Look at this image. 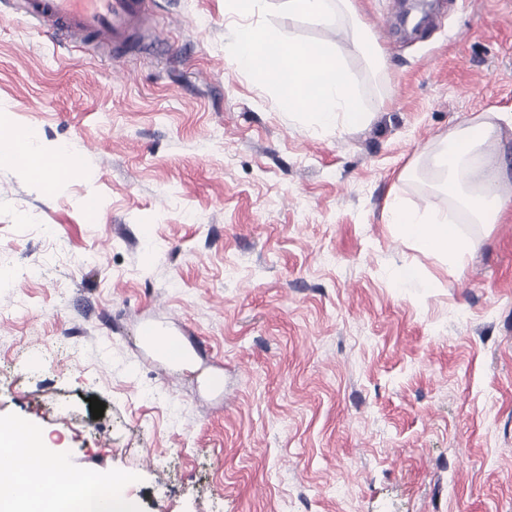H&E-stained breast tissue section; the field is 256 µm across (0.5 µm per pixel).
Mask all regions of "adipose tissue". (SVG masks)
Returning <instances> with one entry per match:
<instances>
[{
  "mask_svg": "<svg viewBox=\"0 0 512 512\" xmlns=\"http://www.w3.org/2000/svg\"><path fill=\"white\" fill-rule=\"evenodd\" d=\"M503 123L512 126V113L467 124L449 133L433 155L459 209L477 224H496L512 213V194L502 189L506 172L493 148ZM389 214L401 236L423 251L455 258L471 248L458 225L438 210L420 214L394 201ZM0 451L11 456L0 466V512H138L134 498L124 493L104 498L91 477L51 456L38 431L0 426Z\"/></svg>",
  "mask_w": 512,
  "mask_h": 512,
  "instance_id": "1",
  "label": "adipose tissue"
}]
</instances>
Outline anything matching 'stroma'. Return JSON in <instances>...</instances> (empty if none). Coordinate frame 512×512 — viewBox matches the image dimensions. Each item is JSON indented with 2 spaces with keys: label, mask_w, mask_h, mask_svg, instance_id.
<instances>
[{
  "label": "stroma",
  "mask_w": 512,
  "mask_h": 512,
  "mask_svg": "<svg viewBox=\"0 0 512 512\" xmlns=\"http://www.w3.org/2000/svg\"><path fill=\"white\" fill-rule=\"evenodd\" d=\"M150 2L159 50L117 60L0 0V136L78 157L0 161V422L127 477L139 512H512V214L470 223L432 163L512 113V0H442L411 36L390 0L334 28L274 16L335 43L353 129L295 120L238 67L260 14ZM395 198L451 214L459 268L399 238ZM148 323L196 354H151Z\"/></svg>",
  "instance_id": "obj_1"
}]
</instances>
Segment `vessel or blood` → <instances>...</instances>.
<instances>
[{
    "mask_svg": "<svg viewBox=\"0 0 512 512\" xmlns=\"http://www.w3.org/2000/svg\"><path fill=\"white\" fill-rule=\"evenodd\" d=\"M21 16L64 43L90 42L104 52L128 49L132 34L149 19V0H16Z\"/></svg>",
    "mask_w": 512,
    "mask_h": 512,
    "instance_id": "vessel-or-blood-1",
    "label": "vessel or blood"
}]
</instances>
